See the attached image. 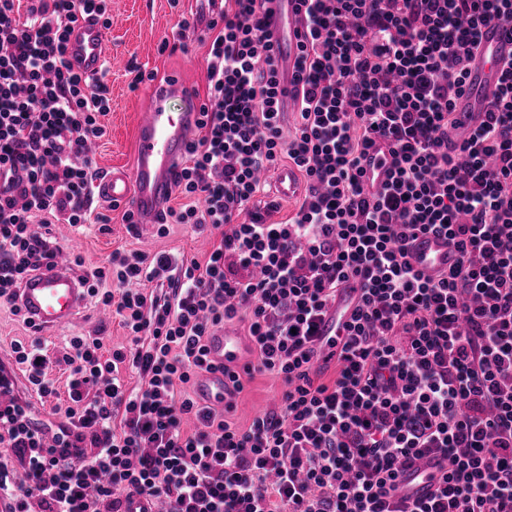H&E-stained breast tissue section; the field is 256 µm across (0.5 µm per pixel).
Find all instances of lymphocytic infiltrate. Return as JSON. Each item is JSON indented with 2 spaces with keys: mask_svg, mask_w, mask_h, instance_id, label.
<instances>
[{
  "mask_svg": "<svg viewBox=\"0 0 512 512\" xmlns=\"http://www.w3.org/2000/svg\"><path fill=\"white\" fill-rule=\"evenodd\" d=\"M20 2L0 0V302L10 305L57 253L35 217L86 223L87 147L110 110L104 78L66 59L73 23L111 27L107 0ZM257 2L224 0L197 37L199 135L173 184L184 203L160 219L209 229L207 260L117 250L83 276L130 344L108 353L102 339H70L67 422L52 439L0 366V447L25 466L20 480L0 467L7 512H27L33 497L43 512H122L134 495L167 512H512V62L470 137L448 139L480 31L512 25V0H300L289 136ZM372 150L387 176L375 190L362 167ZM284 161L306 193L294 216L271 222L279 205H256L258 174ZM426 232L459 254L434 280L407 251ZM350 277L363 294L325 383L318 328ZM235 321L256 357L229 372L233 393L256 373L284 386L244 429L180 390L211 370L207 339ZM12 352L38 397L56 395L40 339ZM123 366L143 386L128 388ZM429 454L445 467L435 491L394 503L401 467Z\"/></svg>",
  "mask_w": 512,
  "mask_h": 512,
  "instance_id": "1",
  "label": "lymphocytic infiltrate"
}]
</instances>
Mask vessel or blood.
Returning a JSON list of instances; mask_svg holds the SVG:
<instances>
[{"mask_svg":"<svg viewBox=\"0 0 512 512\" xmlns=\"http://www.w3.org/2000/svg\"><path fill=\"white\" fill-rule=\"evenodd\" d=\"M298 0H273L266 16V29L278 44L280 85L283 105H291L294 85L292 73L298 46L304 40L303 29L296 22ZM107 39L101 23L92 17L78 20L68 34L67 59L84 76L98 77L106 60ZM512 61V29L492 22L483 29L479 52L469 65L468 86L456 102L458 124L450 133L453 140L466 138L483 119L497 92L499 64ZM181 101V111H171L172 101ZM200 101L193 88L173 76L155 87L141 107L142 117L136 131V163L132 170L107 173L95 183L98 199L130 212L135 223H157L168 202V193L194 139L201 118ZM416 269L432 278L448 272L456 263L457 253L445 236L418 234L409 244ZM361 295L357 279H348L341 287L336 308L320 324L323 340H338L345 334L350 312ZM87 290L73 271L67 253H58L49 267L30 275L18 290L16 303L37 330L60 328L72 323L84 307ZM249 350L248 342L236 327L224 324L208 342V357L215 369L206 373L198 387L201 400L221 406L229 398V381L223 371L242 365ZM441 472L429 458L415 460L402 468L397 481V498L412 502L426 498Z\"/></svg>","mask_w":512,"mask_h":512,"instance_id":"obj_1","label":"vessel or blood"}]
</instances>
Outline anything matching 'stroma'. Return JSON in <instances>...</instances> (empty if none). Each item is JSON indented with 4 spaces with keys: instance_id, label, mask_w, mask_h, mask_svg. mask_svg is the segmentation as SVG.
<instances>
[{
    "instance_id": "stroma-1",
    "label": "stroma",
    "mask_w": 512,
    "mask_h": 512,
    "mask_svg": "<svg viewBox=\"0 0 512 512\" xmlns=\"http://www.w3.org/2000/svg\"><path fill=\"white\" fill-rule=\"evenodd\" d=\"M108 11L112 25L106 34L109 54L107 82L110 89V110L100 122L105 127L102 138L95 140L92 159L98 173H106L114 166H131L133 135L140 117V109L155 82L170 76H181L194 86L197 95L206 92V48L188 38L187 51L160 52L162 40L177 42L181 19L204 22L209 17L207 0H110ZM154 73V80L135 83L136 73ZM109 216V223H100V216ZM53 245L83 260L78 274L107 266L115 250H140L153 254L166 253L174 257H194L205 260L214 238L209 232H200L188 224H173L167 235H158L156 228L129 229L123 221V211L106 204H92L90 216L83 227L51 224L47 227ZM102 335L106 349H115L128 343V332L118 318L104 315L96 299H88L77 319L59 329L34 331L23 315L14 314L11 306L0 304V366L12 367L11 346L14 342H28L31 336H40L47 347L46 371L58 389L57 395L36 400L33 416L40 421L63 423L68 370L64 360L66 346L75 336ZM280 378L264 373L245 379L244 389L234 399L233 411L226 419L231 426L247 427L254 416L274 408L280 392Z\"/></svg>"
}]
</instances>
